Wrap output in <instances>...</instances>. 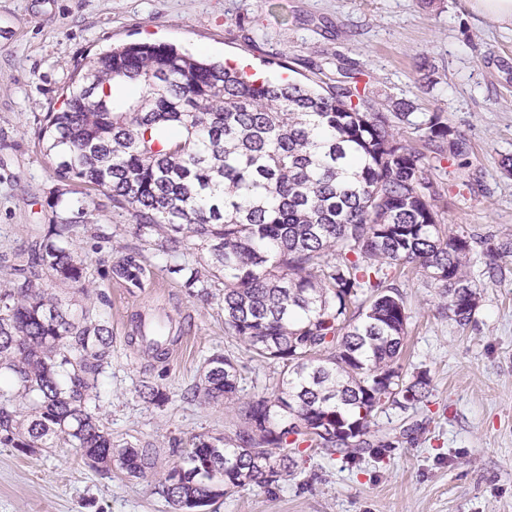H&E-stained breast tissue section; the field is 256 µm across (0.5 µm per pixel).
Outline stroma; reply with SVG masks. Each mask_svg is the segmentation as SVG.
I'll return each mask as SVG.
<instances>
[{
  "label": "stroma",
  "mask_w": 512,
  "mask_h": 512,
  "mask_svg": "<svg viewBox=\"0 0 512 512\" xmlns=\"http://www.w3.org/2000/svg\"><path fill=\"white\" fill-rule=\"evenodd\" d=\"M164 43L253 68L261 77H313L338 61L361 71L379 103L405 99L415 119L439 112L471 142L468 184L440 185L445 221L476 237L512 239V23L475 12L469 0H0V283L25 262L33 236L64 206L60 182L38 132L76 69L110 47ZM98 210L78 226L73 248L87 260L84 286L44 278L70 313L88 309L112 333V356L98 386L97 414L116 445L154 451L153 476L88 466L61 445L21 452L0 446V512H174L158 478L196 437L234 429L231 406L194 390L206 359L234 356L240 396L272 392L280 368L250 358L224 326L219 300L190 296L169 271L175 260L138 237L130 215L94 192ZM130 249L147 267L141 288L110 279L111 260ZM465 326L438 314L439 291L415 272L396 284L410 313L405 369L428 370L427 406H388L378 432L420 424L410 443L350 460L312 454L274 490L250 486L204 512H512V257L488 268ZM172 319L182 333L157 360L130 341L137 315ZM166 395L140 396L143 385Z\"/></svg>",
  "instance_id": "35a3bbf8"
}]
</instances>
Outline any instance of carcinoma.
<instances>
[{"mask_svg": "<svg viewBox=\"0 0 512 512\" xmlns=\"http://www.w3.org/2000/svg\"><path fill=\"white\" fill-rule=\"evenodd\" d=\"M133 83L137 94L114 97ZM357 73L336 66L318 87L258 81L237 68L170 45L130 43L91 61L49 112L39 139L63 184L84 186L74 218L50 225L0 288V444L27 451L62 442L94 464L134 477L153 468L148 448L112 444L96 416L110 332L85 312L67 313L39 287L43 271L83 285L86 260L70 248L76 224L102 191L141 237L173 257L197 240L203 260L174 266L189 294L209 301L223 285L224 324L251 357L281 367L275 391L238 397L228 355L206 361L196 392L235 408V429L200 436L160 481L177 512H196L247 485L279 486L310 451L375 454L422 430L376 435L385 406L415 409L431 395L426 370L399 355L410 314L397 270L408 266L441 289L439 313L471 322L482 283L468 268L475 238L445 223L441 161L469 167L468 139L439 112L417 123L408 101L377 105ZM95 86L87 97L86 86ZM423 132L416 147L402 126ZM512 242L486 251L488 264ZM141 253L108 270L143 287ZM134 334L156 359L163 344Z\"/></svg>", "mask_w": 512, "mask_h": 512, "instance_id": "carcinoma-1", "label": "carcinoma"}]
</instances>
